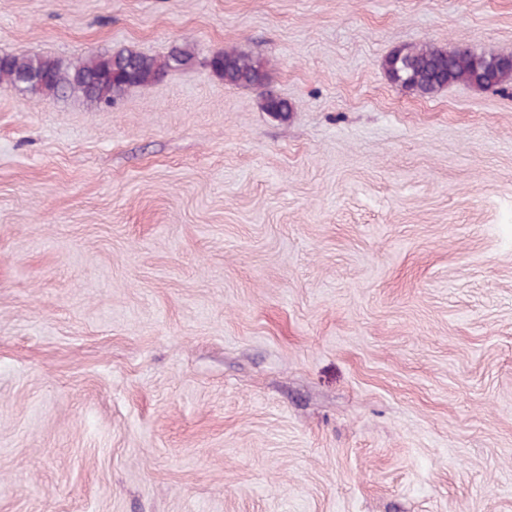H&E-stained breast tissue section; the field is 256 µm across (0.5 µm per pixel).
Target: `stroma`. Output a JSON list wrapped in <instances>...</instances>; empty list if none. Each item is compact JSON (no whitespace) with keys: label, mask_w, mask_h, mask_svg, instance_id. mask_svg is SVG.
Here are the masks:
<instances>
[{"label":"stroma","mask_w":512,"mask_h":512,"mask_svg":"<svg viewBox=\"0 0 512 512\" xmlns=\"http://www.w3.org/2000/svg\"><path fill=\"white\" fill-rule=\"evenodd\" d=\"M425 43L512 0H0V54L196 57L0 84V512H512V85L391 82ZM192 56L174 47L162 59L130 49L81 58L64 64L41 55H0V82L26 92L54 98L78 95L98 106L111 107L132 87L157 82L170 70L190 65ZM209 66L224 79V83L236 87L261 90V107L266 112L286 115L290 112L288 100L270 89L271 76L261 61L245 52L222 51L212 55Z\"/></svg>","instance_id":"1"}]
</instances>
